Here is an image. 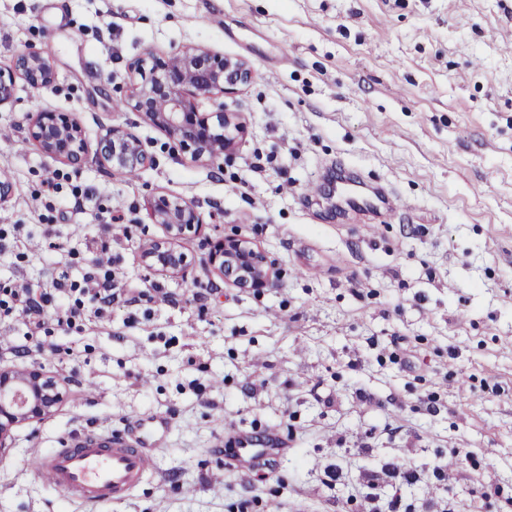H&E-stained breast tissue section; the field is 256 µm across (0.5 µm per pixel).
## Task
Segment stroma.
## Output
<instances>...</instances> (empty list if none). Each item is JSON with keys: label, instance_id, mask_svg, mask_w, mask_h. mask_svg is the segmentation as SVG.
Masks as SVG:
<instances>
[{"label": "stroma", "instance_id": "35a3bbf8", "mask_svg": "<svg viewBox=\"0 0 512 512\" xmlns=\"http://www.w3.org/2000/svg\"><path fill=\"white\" fill-rule=\"evenodd\" d=\"M512 0H0V66L32 48L54 82L0 106V289L82 281L95 257L118 298L108 321L29 336L0 318V364L37 365L67 399L12 431L0 512H366L367 474L408 512H512ZM206 48L245 62L226 97L246 128L222 165L174 151L129 109L128 65ZM66 112L155 155L136 177L74 168L27 141ZM395 190L388 222L337 210L328 167ZM206 226L180 241L189 276L145 265L164 237L158 191ZM248 240L274 287L235 286L212 242ZM111 240L101 251V240ZM147 433L155 470L121 501L70 499L35 457L85 430ZM285 447L226 469L242 442ZM470 456L458 460L457 449ZM388 463L417 474L392 487Z\"/></svg>", "mask_w": 512, "mask_h": 512}]
</instances>
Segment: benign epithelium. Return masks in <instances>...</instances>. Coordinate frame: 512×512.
Masks as SVG:
<instances>
[{"label": "benign epithelium", "instance_id": "7a95c632", "mask_svg": "<svg viewBox=\"0 0 512 512\" xmlns=\"http://www.w3.org/2000/svg\"><path fill=\"white\" fill-rule=\"evenodd\" d=\"M252 79L250 67L239 60L202 48H186L173 57L149 52L129 65L126 106L161 128L183 153L217 161L231 153L244 132L241 123L220 103L214 112L199 111L198 100L228 96ZM33 88L49 85L54 70L48 59L29 49L15 55L12 65L0 67V106L12 101L17 81ZM29 139L47 157L69 166H80L89 157L81 125L63 112L36 113ZM94 157L113 169L142 171L155 157L130 133L106 126L98 136ZM154 222L166 237L144 250L146 266L162 273L187 274L192 261L177 242L199 234L204 222L196 206L179 196L157 192L150 201ZM211 262L239 288H270L274 280L266 256L250 242L226 238L211 253ZM66 396L63 383L39 366H0V457L12 448L11 431L21 424L43 421Z\"/></svg>", "mask_w": 512, "mask_h": 512}]
</instances>
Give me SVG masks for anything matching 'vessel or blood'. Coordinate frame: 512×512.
I'll use <instances>...</instances> for the list:
<instances>
[{
    "label": "vessel or blood",
    "instance_id": "vessel-or-blood-1",
    "mask_svg": "<svg viewBox=\"0 0 512 512\" xmlns=\"http://www.w3.org/2000/svg\"><path fill=\"white\" fill-rule=\"evenodd\" d=\"M153 458L125 438L87 433L39 456L38 475L65 494L88 503L112 502L141 486Z\"/></svg>",
    "mask_w": 512,
    "mask_h": 512
}]
</instances>
